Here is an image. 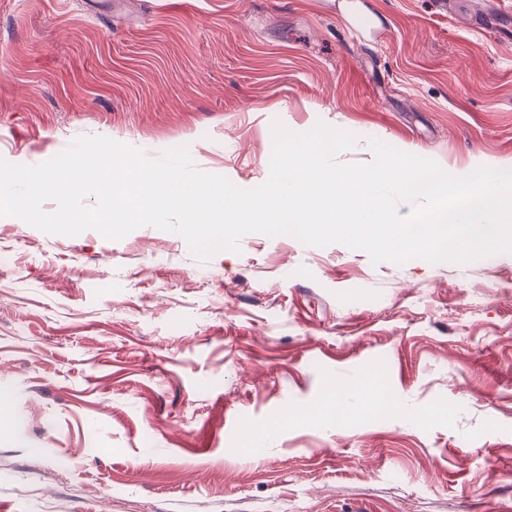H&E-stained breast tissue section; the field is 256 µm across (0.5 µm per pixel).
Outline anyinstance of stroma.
<instances>
[{
  "label": "stroma",
  "instance_id": "35a3bbf8",
  "mask_svg": "<svg viewBox=\"0 0 512 512\" xmlns=\"http://www.w3.org/2000/svg\"><path fill=\"white\" fill-rule=\"evenodd\" d=\"M365 2L369 39L329 0H0V157L185 145L250 189L278 119L357 135L342 163L512 169V0ZM240 246L0 216V512H512V254ZM361 391L365 393L364 410L373 412L382 410V412L400 411L397 405L387 399L373 384L364 385Z\"/></svg>",
  "mask_w": 512,
  "mask_h": 512
}]
</instances>
